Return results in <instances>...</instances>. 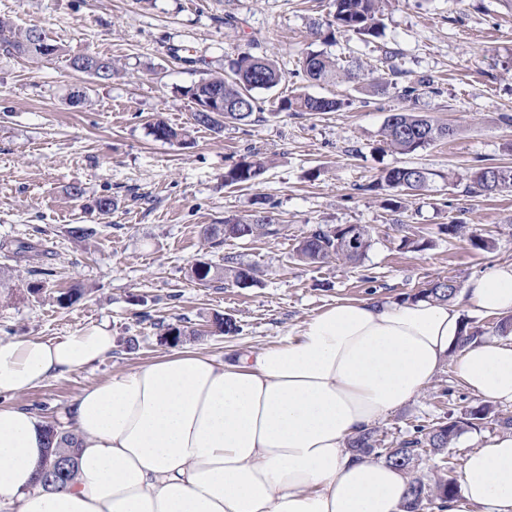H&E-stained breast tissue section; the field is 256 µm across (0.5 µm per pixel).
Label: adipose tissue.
Instances as JSON below:
<instances>
[{
  "instance_id": "obj_1",
  "label": "adipose tissue",
  "mask_w": 512,
  "mask_h": 512,
  "mask_svg": "<svg viewBox=\"0 0 512 512\" xmlns=\"http://www.w3.org/2000/svg\"><path fill=\"white\" fill-rule=\"evenodd\" d=\"M481 314H512V264L471 279ZM456 305L342 301L278 347L233 360L182 347L86 389L71 416L77 475L44 491L48 423L0 406V505L15 512H404L408 478L345 446L415 397L458 350L482 400L512 403V338L465 342ZM104 325L0 340V394L111 353ZM449 512H512V434L465 459Z\"/></svg>"
}]
</instances>
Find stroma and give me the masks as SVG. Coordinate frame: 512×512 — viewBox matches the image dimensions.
<instances>
[{
  "label": "stroma",
  "instance_id": "obj_1",
  "mask_svg": "<svg viewBox=\"0 0 512 512\" xmlns=\"http://www.w3.org/2000/svg\"><path fill=\"white\" fill-rule=\"evenodd\" d=\"M331 0H0V18L38 27L60 53L45 60L0 52V245L41 242L52 274L49 293H30L36 277L25 261L0 278V340L70 336L105 323L116 346L102 361L45 380L26 394L0 396L51 425L72 429L77 395L112 374L169 353L159 323L199 329L183 346L222 359L273 348L305 322L345 299H412L427 283L449 277L459 287L498 264L512 263V192L468 193L475 168L512 163V6L505 0H384L383 37L337 33L328 50L361 66L357 83L318 85L300 73L307 49L320 48L313 20ZM234 24H225L226 16ZM248 52L275 60L286 73L262 93V121L227 124L223 133L195 125L183 89ZM78 54L111 57L108 81L72 70ZM400 76L386 93L370 89L389 70ZM424 81L418 96L400 89ZM346 100L337 112L278 111L298 92ZM407 108L455 125V137L410 155L389 150L387 116ZM188 128L186 143L149 133L154 115ZM259 153L267 170L253 186H228L224 172ZM432 172L428 187L392 205L375 188L385 169ZM82 189L72 197L70 186ZM115 203L100 215L97 199ZM269 217L278 235L226 240L258 270L237 288L198 285L188 275L210 257L199 231L225 218ZM74 224L94 228L72 238ZM318 224H361L372 233L365 257L351 265L294 260L302 233ZM465 225L451 235L447 225ZM491 239L472 247L470 235ZM425 249L408 248L411 240ZM78 282L86 295L59 306L53 290ZM232 317L238 333L208 332L214 316ZM137 338L136 350L126 348ZM457 351L420 394L378 425L386 445L411 426L462 416L480 398L457 375Z\"/></svg>",
  "mask_w": 512,
  "mask_h": 512
}]
</instances>
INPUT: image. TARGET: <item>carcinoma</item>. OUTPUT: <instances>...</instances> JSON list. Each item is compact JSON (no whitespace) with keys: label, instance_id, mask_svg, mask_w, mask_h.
Here are the masks:
<instances>
[{"label":"carcinoma","instance_id":"obj_1","mask_svg":"<svg viewBox=\"0 0 512 512\" xmlns=\"http://www.w3.org/2000/svg\"><path fill=\"white\" fill-rule=\"evenodd\" d=\"M379 0H333L334 11L323 21L312 22V32L321 38L322 43L330 44L335 33L342 29L361 36L379 37L383 26L378 17ZM37 28L16 29L9 22L0 20V49L11 54L41 57V50L35 45ZM69 67L75 71L92 75L97 70V78L107 81L115 72L112 58L96 55H79L69 59ZM301 68L312 82L328 84L338 79L355 81L359 79V65L351 59L341 64L324 50H308L301 58ZM285 80V73L273 60L244 52L229 64V73L210 74L184 89V94L194 102L201 103L208 98L224 100V112H194V124L220 132L227 122L250 124L260 120L259 93L271 91ZM345 106V101L336 98L317 97L307 93L284 96L279 100L281 112L312 113L336 112ZM154 138L164 141H180L187 136L167 122L157 119L150 124ZM384 140L393 151L408 155L440 140L450 139L456 134L455 127L439 123L431 117L408 109H400L387 116L383 129ZM494 170L493 179L486 178L485 167L474 171L473 188L482 195H497L512 191V167L488 165ZM266 170V161L256 154L243 157L226 172L224 184L247 185L256 183ZM434 173L414 166H395L383 172L380 184L406 193L423 190L433 179ZM209 248L218 250L227 239H251L258 236L278 234L268 217L258 216L251 220L226 218L224 224H209L201 231ZM354 244H349V238ZM370 230L364 225H318L301 236L295 249L296 260L307 265L323 264L331 259L345 263L359 262L371 246ZM12 257L35 261L41 256L36 242H20L11 251ZM189 276L200 285L222 282L239 288L251 286L256 279V269L234 255H224L221 261L197 260L190 266ZM458 291L456 281L442 277L430 282L419 292L426 299L447 302ZM506 430H512V415L491 414V409L479 406L467 411L464 416L446 423L417 424L413 433L401 440L395 448L385 446L379 438L378 430L368 428L350 437L347 447L364 455L384 458L390 464L405 472L412 471L425 453L440 457V475L434 484L427 485L415 478L408 482L404 512H422L425 508H448V503L458 494L454 463L445 457V450L452 447L458 435L466 428L474 429L487 419ZM75 436L70 431L59 435V442L48 446L43 464H48L57 456L70 462V469L62 481L46 484L47 490L66 486L76 473L78 448Z\"/></svg>","mask_w":512,"mask_h":512}]
</instances>
